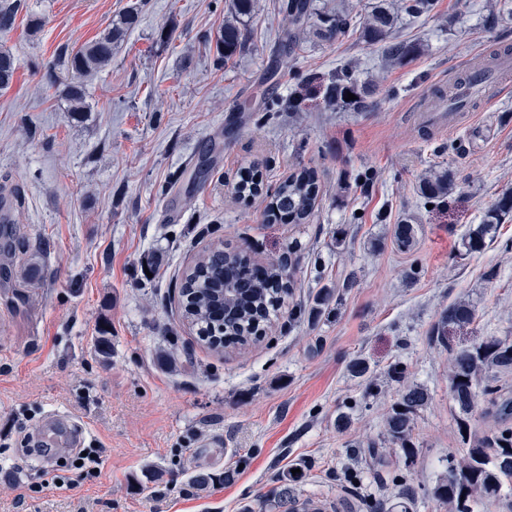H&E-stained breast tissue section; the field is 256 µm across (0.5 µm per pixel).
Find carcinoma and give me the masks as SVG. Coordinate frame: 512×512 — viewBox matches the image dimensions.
<instances>
[{
  "label": "carcinoma",
  "mask_w": 512,
  "mask_h": 512,
  "mask_svg": "<svg viewBox=\"0 0 512 512\" xmlns=\"http://www.w3.org/2000/svg\"><path fill=\"white\" fill-rule=\"evenodd\" d=\"M18 7L19 0H0V32L7 33L13 28ZM282 9L288 18V32L282 44L291 52L299 46L300 33L308 28L327 42L350 30L357 31L364 43L380 46L390 61L415 52L413 46L392 42L398 14L382 4L372 6L363 20L343 6L324 10L315 0H285ZM140 14L141 4L129 5L120 19L109 24L98 37L47 64L50 70L58 67L71 75V81L62 84L60 90L71 116L91 111L84 80L112 62L113 51L138 25ZM255 14L256 0H231L230 17L220 37L224 60L245 49L247 39L241 25ZM15 73V57L0 49V90L10 86ZM349 92L356 99L344 100ZM372 95L373 91L353 78L347 67L337 69L326 87L328 103L353 110L370 109ZM212 165L208 159L199 161L189 183L193 186L205 183ZM262 186L261 171L248 165L238 170L233 190L238 197L249 198L259 195ZM453 186V174L444 171L425 179L421 193L429 199H438ZM319 193L315 174L306 168L299 169L270 194L268 212L290 224H306L318 206ZM509 214H512V190L502 193L485 211L481 223L469 229L462 243L465 252L482 251L486 240L494 237L498 225ZM293 288L292 275L283 263H270L265 277L257 279L252 275L250 257L224 247V242L219 241L204 250L183 272L179 283V295L184 299L182 319L215 351L245 347L259 341L271 327L285 300L293 294ZM333 297L331 289H321L311 313H324ZM474 318L475 309L471 305L462 301L449 305L432 330L433 340L448 345L447 329L465 326ZM449 351V391L459 410L457 427L462 452L448 456L446 470L434 485L431 496L448 504V512H478L482 502L500 498L512 490V397L499 393L495 386L496 372L512 369V341L489 336L467 346L451 347ZM347 370L352 377L373 385L372 371L365 360L351 359ZM481 396L488 397L485 415L497 421L498 429L489 437L473 440L470 418ZM428 401L426 389L418 384H406L385 420L388 436L406 455L414 449V416ZM232 478L230 470L222 477L200 471L193 477V484L208 487Z\"/></svg>",
  "instance_id": "obj_1"
}]
</instances>
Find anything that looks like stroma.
<instances>
[{
	"mask_svg": "<svg viewBox=\"0 0 512 512\" xmlns=\"http://www.w3.org/2000/svg\"><path fill=\"white\" fill-rule=\"evenodd\" d=\"M130 2L22 0L0 34L17 59L0 91V198L25 240L0 252V512H286L273 491L294 468L304 471L291 485L298 510L398 512L404 502L409 512H448L425 495L460 446L448 348L512 337V217L483 251L461 245L512 190V91L476 96L447 131L418 101L466 77L469 59L512 48V13L500 0H435L401 15L396 36L418 50L388 63L352 33L330 43L310 35L286 53L283 0H259L247 50L226 61L216 40L229 0H144L138 26L87 82L91 112L71 118L44 64L95 38ZM343 65L375 82L368 111L327 105L326 84ZM212 140L223 154L205 185L184 194ZM253 163L270 189L314 171L321 193L308 223L274 222L264 197L236 196L237 170ZM432 170L452 171L455 186L429 202L419 183ZM408 218L416 246L404 252L395 231ZM217 240L261 263L287 258L297 283L262 341L223 353L182 321L176 288ZM325 286L337 295L330 311L302 317ZM459 301L476 318L441 346L432 328ZM355 356L377 388L347 373ZM396 363L430 396L410 456L385 432L403 384L387 375ZM55 414L81 424L101 456L98 477L58 470L67 451L29 454L25 436ZM227 469L231 482H191ZM47 475L64 487L43 486Z\"/></svg>",
	"mask_w": 512,
	"mask_h": 512,
	"instance_id": "stroma-1",
	"label": "stroma"
}]
</instances>
